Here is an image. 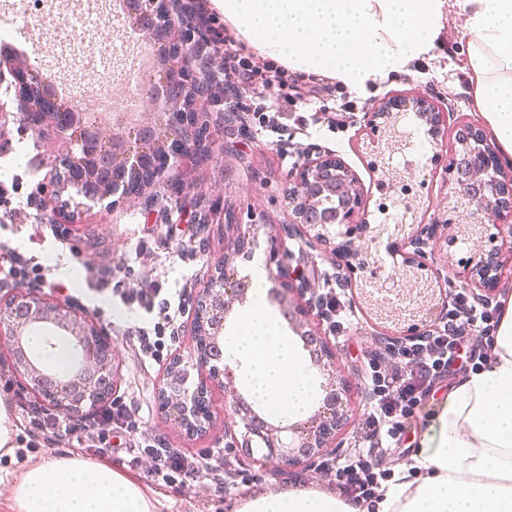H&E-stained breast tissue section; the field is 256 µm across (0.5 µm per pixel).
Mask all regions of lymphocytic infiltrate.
Returning a JSON list of instances; mask_svg holds the SVG:
<instances>
[{"label": "lymphocytic infiltrate", "mask_w": 512, "mask_h": 512, "mask_svg": "<svg viewBox=\"0 0 512 512\" xmlns=\"http://www.w3.org/2000/svg\"><path fill=\"white\" fill-rule=\"evenodd\" d=\"M185 21L212 31V39L192 46L191 55L207 58L211 64L207 84L214 103L223 104L225 111L243 113L254 135L290 136L318 123V92L297 91L286 70L276 63L262 68L254 65L250 55L225 34L211 0H193ZM49 273V268L34 257L17 252L0 239V281L44 284ZM92 285L95 293H110L124 306L153 316V323L127 328L126 333L140 358L163 362L178 333L183 303L172 300L160 282L134 285L129 277L117 276L108 268L97 273ZM449 305L447 317L437 325L421 335L387 344L384 351L370 358L363 376L369 395L363 432L347 455L328 466L340 496L368 506L378 502L384 482L391 479L382 458L389 449L404 444L436 386L458 372L479 370L491 358L500 317L498 306L489 300H472L464 288L451 293ZM14 404L27 420L30 439H73L103 457L113 454V433H130L137 426L136 409L121 399L87 419L28 406L19 396ZM125 451L138 460L151 458L148 475L158 484L183 486L203 479L217 482L224 473V451L220 448L194 461L153 441H130Z\"/></svg>", "instance_id": "lymphocytic-infiltrate-1"}]
</instances>
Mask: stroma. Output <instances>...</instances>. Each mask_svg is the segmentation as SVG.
I'll list each match as a JSON object with an SVG mask.
<instances>
[{"label":"stroma","mask_w":512,"mask_h":512,"mask_svg":"<svg viewBox=\"0 0 512 512\" xmlns=\"http://www.w3.org/2000/svg\"><path fill=\"white\" fill-rule=\"evenodd\" d=\"M67 2V7L61 9L56 0H29L32 20L24 42L28 66L44 73L62 70L56 45L39 37L38 29L44 21L65 20L76 13L96 20V28L88 34L96 50L109 44L127 51L137 48V34L123 22L113 20L110 11H89L86 0ZM445 23V41L434 50L432 58L413 62L407 72L391 76L384 83L350 91V98L357 101L361 110L351 115L346 127L332 128L333 115L327 112L318 124L294 137L252 139L226 127L223 113L217 106H208L202 116L209 127L207 157L170 166L139 197L117 204L108 199L85 203L75 188L61 187L49 179L54 161L44 140L23 122L14 97L5 96L6 109L0 112V143L9 142L10 148L8 155L0 158V181L21 177L24 192L32 193L33 199L31 206L17 214L13 226L0 230V236L11 239L20 252L35 255L41 263L51 266L54 280L63 288H45V296L71 300L85 311L95 304L110 309L112 325L107 333L116 351L115 391L139 406L138 437L189 455L208 448L223 449L224 460L237 479L232 490L208 480L183 488L158 486L148 478L147 465L134 468L123 453L112 455L109 465L159 500V512H234L241 500L261 492L296 485L331 490L330 473L324 463L348 454L360 432L367 409L361 376L368 359L383 340L417 336L427 325L438 323L448 310L451 290L470 287L466 267L471 247L464 241L449 239L439 225L449 218L456 195L448 174V159L456 148L453 127L460 121L480 126L484 120L473 97L467 56L469 36L456 0L448 2ZM417 94L429 97L447 112L449 126L435 141L428 135L427 125L414 114L404 117L401 129L413 146L421 148L422 156L413 165L411 177L390 187L375 164L371 133L363 114L388 98ZM323 151L336 153L346 163L362 194L354 221L368 227L361 238L368 253L366 267L356 271L348 269L345 258L334 254L332 245L307 243L288 230L293 220L288 189L305 158ZM18 152L23 155L19 162L14 159ZM401 202L414 206L413 224L438 227L427 250V262L437 274L440 297L433 300V310L424 324L406 321L394 325L375 317L378 307L400 302L398 289L392 283L398 264L389 254L388 245L394 233L391 216ZM239 232L257 234L260 253L275 251V258L266 263L269 272H276L281 265L294 272L298 284L304 287L301 301L306 309H314L317 296L326 281L332 279L344 289L356 315L348 341L332 342L338 363L351 383L352 412L341 445L304 464H267L261 460V449L248 452L235 446L234 438L241 435L243 428L236 421L230 396L220 391L213 397L210 432L198 438L181 434L157 401L165 367L142 362L123 334L124 328L145 321V314L105 296L90 301L79 294L87 285L86 266L116 269L129 265L137 281H160L170 293H184L186 301H193L212 266ZM272 235L277 238L273 246L268 243ZM142 241L148 244L143 252L138 249ZM448 394L445 388L437 393L430 416L412 429L408 447L388 450L385 468L399 473L425 448L439 426Z\"/></svg>","instance_id":"stroma-1"}]
</instances>
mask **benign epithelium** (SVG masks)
<instances>
[{"mask_svg":"<svg viewBox=\"0 0 512 512\" xmlns=\"http://www.w3.org/2000/svg\"><path fill=\"white\" fill-rule=\"evenodd\" d=\"M165 14V0H126L124 21L157 47L160 65L158 83L164 91L186 88L191 82L180 62L181 43L172 23H159ZM15 98L24 122L40 136L50 131L65 141L64 155L69 179L89 203L109 196L123 199L143 189L162 175L170 163L188 160L203 142L204 128L197 111L181 107V98L149 96L142 100L145 131L126 134L113 129L106 118L90 120L60 104L43 90L39 72L27 67L15 73ZM413 112L429 126L432 138L446 123L445 113L425 96L386 101L366 116L372 144L379 149L381 167L387 174L404 178L411 171L396 170L386 154L405 150L408 143L400 120ZM456 150L448 163L458 193L454 205V232L470 242H486L488 225L479 222L484 210L489 218L512 219V172L502 168L499 156L482 129L465 122L456 127ZM288 203L299 232H314L319 242L330 241V230L344 226L350 233L351 220L360 205L356 177L333 153H319L305 159ZM428 240L424 234H408L390 247L402 256L399 271H422L411 313L424 310L434 290L432 274L425 261ZM255 236L239 234L230 241L224 258L214 264L207 281L195 296L190 316L196 346L197 382L187 385L189 372L180 356H173L158 391L162 412L186 436L206 435L211 428L209 400L214 390L229 394L235 414L244 429L245 446L257 443L265 460L287 465L308 462L327 448L340 445L341 431L349 412V380L336 362L332 346L309 317L293 287L288 268L281 266L273 276L270 300L278 305L293 330L309 351L313 366L323 378L324 397L318 409L304 422L274 420L253 407L230 383L224 365V323L235 304L247 300L248 277L239 274L233 258L257 249ZM502 270L498 246L474 252L469 279L481 287H496ZM45 331L66 340L76 353L75 366L65 372L50 370L39 357L28 352L30 336ZM10 356L14 377L49 406L78 418L89 416L96 405L112 394L117 384L112 342L88 313L61 301H51L34 288L18 289L0 297V335Z\"/></svg>","mask_w":512,"mask_h":512,"instance_id":"obj_1","label":"benign epithelium"}]
</instances>
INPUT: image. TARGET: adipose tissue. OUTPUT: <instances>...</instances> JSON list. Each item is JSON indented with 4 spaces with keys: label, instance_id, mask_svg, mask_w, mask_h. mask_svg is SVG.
Masks as SVG:
<instances>
[{
    "label": "adipose tissue",
    "instance_id": "adipose-tissue-1",
    "mask_svg": "<svg viewBox=\"0 0 512 512\" xmlns=\"http://www.w3.org/2000/svg\"><path fill=\"white\" fill-rule=\"evenodd\" d=\"M224 23L259 56L290 73L354 90L404 71L443 38L446 0H212ZM469 33L476 105L512 157V0H458ZM245 271L252 303L224 338L256 404L294 417L317 400L315 377L267 301L262 256ZM485 368L461 380L414 477L393 482L376 512H512V297ZM12 512H157L158 502L112 466L76 454L29 465L9 490ZM236 512H366L313 486L242 500Z\"/></svg>",
    "mask_w": 512,
    "mask_h": 512
}]
</instances>
